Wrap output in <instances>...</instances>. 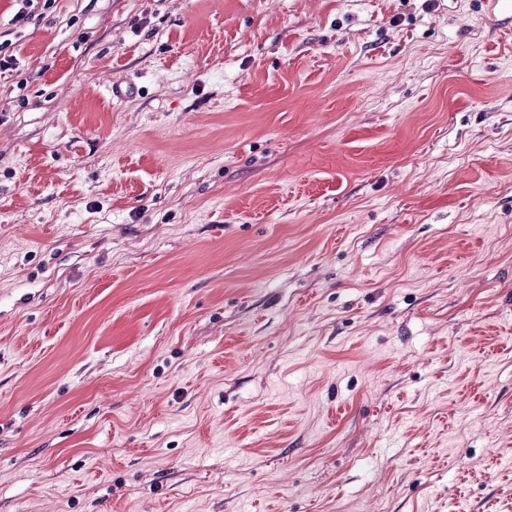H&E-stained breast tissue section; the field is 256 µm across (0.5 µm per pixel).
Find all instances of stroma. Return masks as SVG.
<instances>
[{
    "mask_svg": "<svg viewBox=\"0 0 512 512\" xmlns=\"http://www.w3.org/2000/svg\"><path fill=\"white\" fill-rule=\"evenodd\" d=\"M17 10L0 512H512V0Z\"/></svg>",
    "mask_w": 512,
    "mask_h": 512,
    "instance_id": "stroma-1",
    "label": "stroma"
}]
</instances>
